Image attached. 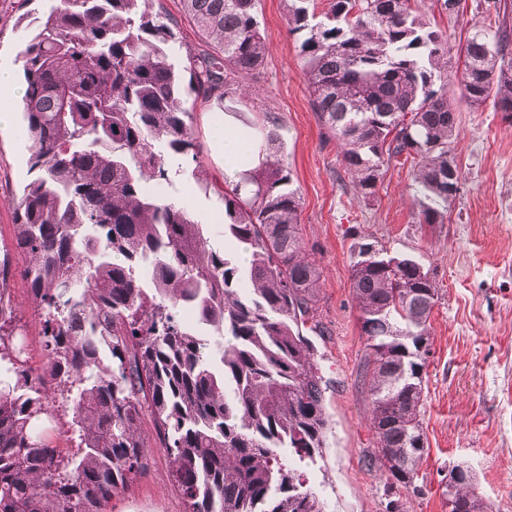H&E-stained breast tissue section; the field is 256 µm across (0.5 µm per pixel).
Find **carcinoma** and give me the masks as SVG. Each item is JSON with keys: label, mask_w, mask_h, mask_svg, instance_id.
<instances>
[{"label": "carcinoma", "mask_w": 512, "mask_h": 512, "mask_svg": "<svg viewBox=\"0 0 512 512\" xmlns=\"http://www.w3.org/2000/svg\"><path fill=\"white\" fill-rule=\"evenodd\" d=\"M212 44L187 52L188 87L171 58L178 21L156 0H51L21 51L23 133L35 177L14 203L22 274L44 327L45 362L22 360L24 335L0 264V512H107L147 467L152 418L187 512H325L297 463L315 462L329 417L315 348L322 269L308 258L292 168L267 158L224 181V237L239 265L207 244L176 198L170 163L201 146L185 93L232 100L265 62L261 0H181ZM289 0L313 112L366 197L381 167L415 162L420 224H441L462 173L448 145V96L512 112V29L475 24L452 61L448 37L415 0ZM350 284L364 337L374 465L387 490L415 491L423 459L422 375L440 288L411 258L359 255ZM61 397L77 450L44 439ZM451 512H490L459 473Z\"/></svg>", "instance_id": "1"}]
</instances>
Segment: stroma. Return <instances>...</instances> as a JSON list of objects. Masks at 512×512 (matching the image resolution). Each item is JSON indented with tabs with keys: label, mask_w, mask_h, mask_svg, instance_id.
I'll return each instance as SVG.
<instances>
[{
	"label": "stroma",
	"mask_w": 512,
	"mask_h": 512,
	"mask_svg": "<svg viewBox=\"0 0 512 512\" xmlns=\"http://www.w3.org/2000/svg\"><path fill=\"white\" fill-rule=\"evenodd\" d=\"M476 3L466 0V10L456 17L440 13L433 0H417L416 7L457 49L472 24L512 27V0L500 14L477 10ZM45 7L44 0H0L1 56L19 60L27 35L22 19ZM287 9L286 0H262L259 21L269 52L247 80L252 94L236 119L260 138L268 118L278 121L279 139L266 150L278 152L294 171L304 246L324 270L321 331L311 339L332 432L322 458L306 468L308 481L327 512H387L384 478L368 464L376 438L367 420L364 343L349 288L353 247L362 237L379 242L389 255L418 260L442 290L430 318L431 353L423 374L424 480L405 499V512H448L442 493L453 463L470 467L492 512H512V115L489 105H460L450 149L463 174L462 189L448 203V221L414 223L407 162L391 161L373 195H356L335 140L325 137L311 108ZM188 107L202 152L198 161H183L172 180L195 220L213 231L223 221L224 201L198 185L193 171L199 167L223 177L224 159L211 143L210 128L224 110L214 99L192 98ZM13 110L14 128L0 132V256L9 259L10 292L38 367L44 362L42 322L21 276L25 259L14 247L11 204L33 178L30 142L21 133L22 105ZM141 431L150 448L149 469L129 492L113 498L111 512H186L150 418H143Z\"/></svg>",
	"instance_id": "obj_1"
}]
</instances>
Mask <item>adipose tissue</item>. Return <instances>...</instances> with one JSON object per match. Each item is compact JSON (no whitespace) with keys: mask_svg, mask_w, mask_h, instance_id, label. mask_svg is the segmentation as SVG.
<instances>
[{"mask_svg":"<svg viewBox=\"0 0 512 512\" xmlns=\"http://www.w3.org/2000/svg\"><path fill=\"white\" fill-rule=\"evenodd\" d=\"M211 136L215 148L224 158V171L232 178H241L266 159L249 131L229 121L216 119Z\"/></svg>","mask_w":512,"mask_h":512,"instance_id":"1","label":"adipose tissue"}]
</instances>
